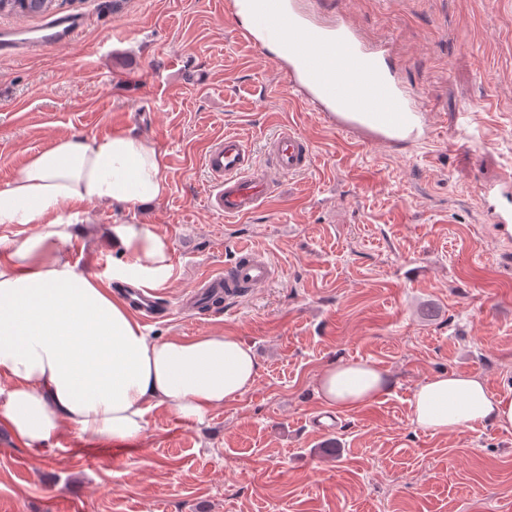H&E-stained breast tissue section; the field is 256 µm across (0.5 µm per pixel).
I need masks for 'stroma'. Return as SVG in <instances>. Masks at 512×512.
<instances>
[{
  "label": "stroma",
  "instance_id": "35a3bbf8",
  "mask_svg": "<svg viewBox=\"0 0 512 512\" xmlns=\"http://www.w3.org/2000/svg\"><path fill=\"white\" fill-rule=\"evenodd\" d=\"M225 0H55L87 25L69 45L0 57V182L58 137L130 132L163 155L155 202L79 205L68 255L108 279L103 235L144 224L171 245L159 288L169 319L152 337L230 332L259 361L254 384L203 422L157 410L114 452L65 430L29 448L0 426V512H512V428L436 434L411 422L416 387L442 371L479 374L512 395V239L482 221L479 181L512 175V0H302L390 48L432 136L362 144L290 96L288 78L240 42ZM285 127L312 166L271 172L252 217L206 203L204 147L237 134L269 167ZM250 241L276 266L251 294L179 312L203 273ZM390 377L370 405L331 412L316 392L333 363Z\"/></svg>",
  "mask_w": 512,
  "mask_h": 512
}]
</instances>
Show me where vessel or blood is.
Here are the masks:
<instances>
[{"label": "vessel or blood", "instance_id": "1", "mask_svg": "<svg viewBox=\"0 0 512 512\" xmlns=\"http://www.w3.org/2000/svg\"><path fill=\"white\" fill-rule=\"evenodd\" d=\"M225 15L239 40L266 51L288 76V90L302 107L321 113L336 131L365 143L392 145L431 135L419 95L406 87L388 49L368 44L345 18L328 26L314 24L297 0H226ZM82 17L49 20L33 40L0 35V54L69 44L83 30ZM275 169L284 174L307 170L312 162L308 141L283 129L270 144ZM204 168L213 190L209 207L224 216L244 219L271 196L266 169L253 167L242 139L233 133L210 143ZM477 203L487 223L512 226V176L480 183ZM276 268L264 253L247 246L222 272L197 278L186 302L198 307L212 292L237 296L240 289L270 283Z\"/></svg>", "mask_w": 512, "mask_h": 512}]
</instances>
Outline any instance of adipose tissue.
Wrapping results in <instances>:
<instances>
[{"mask_svg":"<svg viewBox=\"0 0 512 512\" xmlns=\"http://www.w3.org/2000/svg\"><path fill=\"white\" fill-rule=\"evenodd\" d=\"M167 166L143 138L66 135L0 184V225L25 237L0 247V424L24 446L50 445L69 429L100 445L133 443L155 410L187 420L240 397L258 373L240 337L148 336L123 299L67 257L76 205L161 199ZM122 260L113 283L160 288L173 276L168 242L141 224H115ZM369 362L326 367L317 393L356 410L389 390ZM411 421L434 433L475 423L512 428V395L496 396L474 373L442 372L419 385Z\"/></svg>","mask_w":512,"mask_h":512,"instance_id":"ef3b65f1","label":"adipose tissue"}]
</instances>
